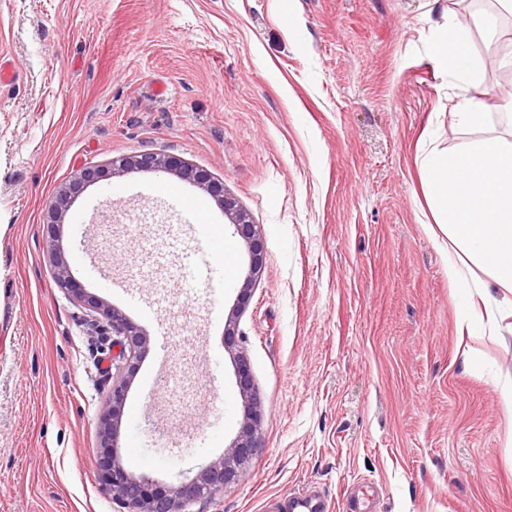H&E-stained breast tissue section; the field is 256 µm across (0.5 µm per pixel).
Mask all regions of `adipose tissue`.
<instances>
[{"mask_svg": "<svg viewBox=\"0 0 512 512\" xmlns=\"http://www.w3.org/2000/svg\"><path fill=\"white\" fill-rule=\"evenodd\" d=\"M497 2L499 11L476 13L468 21L452 13L433 31L432 58L454 76V117L463 128L479 130L488 120L486 104L472 94L479 76L470 30L512 68V45H502L499 23L500 10L512 13V0ZM422 170L435 222L449 242L450 284L478 289L489 279L512 291V140L487 136L454 151L435 149L424 157Z\"/></svg>", "mask_w": 512, "mask_h": 512, "instance_id": "ef3b65f1", "label": "adipose tissue"}]
</instances>
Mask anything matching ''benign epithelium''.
<instances>
[{
    "mask_svg": "<svg viewBox=\"0 0 512 512\" xmlns=\"http://www.w3.org/2000/svg\"><path fill=\"white\" fill-rule=\"evenodd\" d=\"M112 169H164L192 179L203 186H210L208 176L193 170L185 161L156 152L141 153L113 159ZM99 173L97 167H87L71 183L61 187L50 203L46 212V223L52 227H60L64 223L71 196L83 183L95 180ZM224 214L230 220L247 244L249 252V274L241 288V301H246L251 291L252 281L259 277L265 259V247L259 225L252 223L246 214L237 209L235 202L227 197L221 199ZM47 256L53 269L54 278L60 288L64 289L73 300L87 311V325L94 336L112 335V347L119 349L117 360L112 363V391L103 404L100 418V439L102 448L113 447L118 419L126 399L127 379L131 376L138 363L142 349L147 345L143 334L120 312L103 299L88 296L81 289L73 286L70 268L59 240L53 238L47 245ZM237 369L240 385V396L247 408L246 419L237 440L224 454L209 462L198 477L188 484L174 486L163 493L148 494V481L127 473L118 463L112 464L105 479L107 494L112 500L129 508V512H186V508L201 499H207L224 491L225 488L238 480L245 464L260 447V420L257 413V397L250 378V366L244 352H239Z\"/></svg>",
    "mask_w": 512,
    "mask_h": 512,
    "instance_id": "1",
    "label": "benign epithelium"
}]
</instances>
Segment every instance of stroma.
<instances>
[{"instance_id": "obj_1", "label": "stroma", "mask_w": 512, "mask_h": 512, "mask_svg": "<svg viewBox=\"0 0 512 512\" xmlns=\"http://www.w3.org/2000/svg\"><path fill=\"white\" fill-rule=\"evenodd\" d=\"M470 0H0V512H123L103 471L167 489L240 431L233 357L260 402L261 445L192 512H268L311 487L366 512H512V317L461 312L421 162L478 134L456 127L434 28ZM476 97L512 130V91L478 32ZM163 94H156V87ZM150 150L207 173L259 224L262 272L219 197L160 170L114 176ZM91 165L60 235L77 287L148 339L112 455L100 446L112 355L47 260L45 209ZM124 196L109 193L113 185ZM202 204L236 251L225 289L191 278ZM236 314L234 336L224 334ZM475 351L478 365L465 359Z\"/></svg>"}]
</instances>
